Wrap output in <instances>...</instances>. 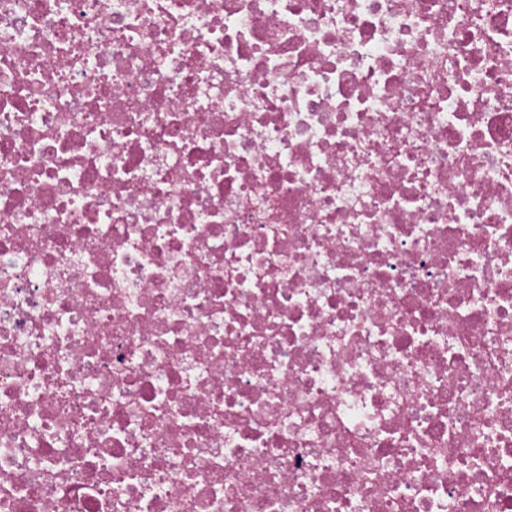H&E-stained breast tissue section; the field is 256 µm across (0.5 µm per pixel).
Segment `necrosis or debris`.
<instances>
[{
  "instance_id": "4bbe7bcc",
  "label": "necrosis or debris",
  "mask_w": 512,
  "mask_h": 512,
  "mask_svg": "<svg viewBox=\"0 0 512 512\" xmlns=\"http://www.w3.org/2000/svg\"><path fill=\"white\" fill-rule=\"evenodd\" d=\"M0 512H512V0H0Z\"/></svg>"
}]
</instances>
